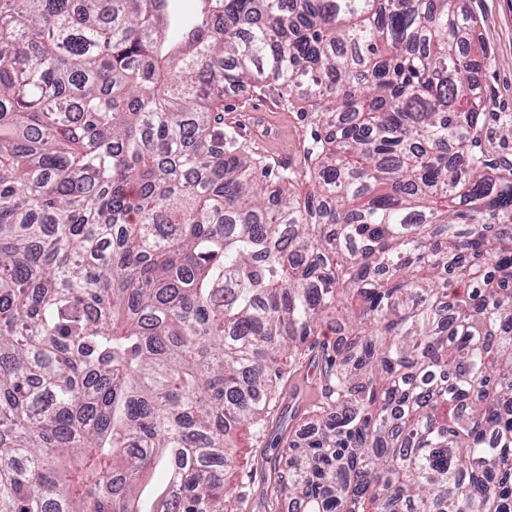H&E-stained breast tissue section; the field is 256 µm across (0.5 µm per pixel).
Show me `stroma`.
Here are the masks:
<instances>
[{"label":"stroma","instance_id":"obj_1","mask_svg":"<svg viewBox=\"0 0 512 512\" xmlns=\"http://www.w3.org/2000/svg\"><path fill=\"white\" fill-rule=\"evenodd\" d=\"M469 8L488 52L477 64L478 87L489 114L484 141L493 158L512 163V141L501 139L502 126L512 122V0H470ZM224 107L235 111L242 141L273 169L303 167L302 148L317 130L313 114L289 109L260 83L225 92ZM333 342L330 335L310 337L299 364L280 384L265 432L239 433V463L229 480L246 494V512H270L262 491L288 469V439L321 398L326 351Z\"/></svg>","mask_w":512,"mask_h":512}]
</instances>
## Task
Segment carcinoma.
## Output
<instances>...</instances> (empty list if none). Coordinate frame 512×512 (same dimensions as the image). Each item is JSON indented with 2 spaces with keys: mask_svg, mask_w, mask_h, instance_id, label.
Masks as SVG:
<instances>
[{
  "mask_svg": "<svg viewBox=\"0 0 512 512\" xmlns=\"http://www.w3.org/2000/svg\"><path fill=\"white\" fill-rule=\"evenodd\" d=\"M169 2L0 0V512H241L226 436L324 322L271 512H512L467 0H196L177 40ZM260 81L324 126L303 173L224 133Z\"/></svg>",
  "mask_w": 512,
  "mask_h": 512,
  "instance_id": "obj_1",
  "label": "carcinoma"
}]
</instances>
